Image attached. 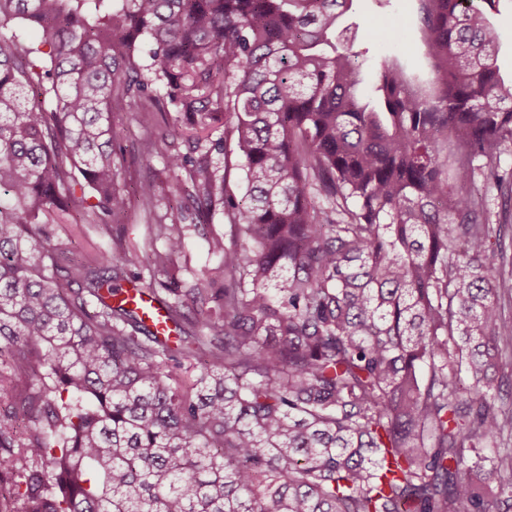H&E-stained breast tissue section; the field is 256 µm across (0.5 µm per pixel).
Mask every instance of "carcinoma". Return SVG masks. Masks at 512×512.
I'll return each instance as SVG.
<instances>
[{"label":"carcinoma","instance_id":"obj_1","mask_svg":"<svg viewBox=\"0 0 512 512\" xmlns=\"http://www.w3.org/2000/svg\"><path fill=\"white\" fill-rule=\"evenodd\" d=\"M420 2L436 89L384 58L365 94L353 0H0V512L512 509L489 375L512 350V242L488 252L468 188L484 160L512 227L500 0ZM132 108L162 114L141 156L179 194L147 225V278L121 238L43 244L88 195L72 223L153 206L155 184L120 183L112 114ZM190 129L217 138L183 153ZM227 144L240 199L212 166ZM220 207L224 287L183 288L185 220ZM124 281L174 335L110 302Z\"/></svg>","mask_w":512,"mask_h":512}]
</instances>
